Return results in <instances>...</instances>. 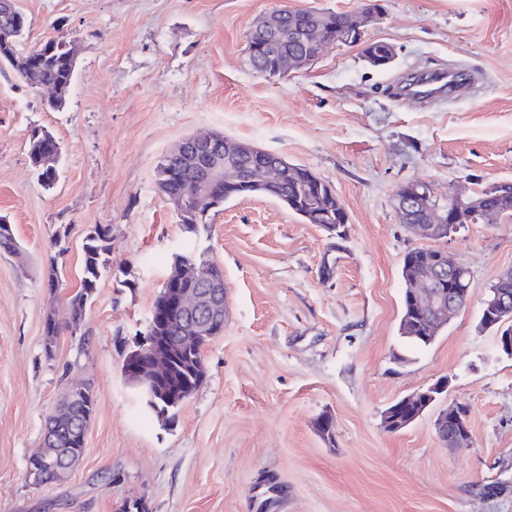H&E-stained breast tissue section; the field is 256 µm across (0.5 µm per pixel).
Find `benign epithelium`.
<instances>
[{"mask_svg": "<svg viewBox=\"0 0 512 512\" xmlns=\"http://www.w3.org/2000/svg\"><path fill=\"white\" fill-rule=\"evenodd\" d=\"M296 11L283 8L272 13V20L263 22V26L272 31L288 27V18ZM379 17L374 2L367 0L364 6L351 14L347 20V34L330 38L325 31L315 29L291 28L293 38L303 47L299 54L280 57L282 72L301 69L315 61L324 48L332 43L356 44L362 29ZM188 152L193 156V164L201 171L185 179L181 197L172 199L176 210H181L188 200L201 201L207 197L213 185L224 183L237 186L245 191L250 187L263 185L278 174V170L264 164L262 157L254 149H245L240 169L232 174L224 172V142L220 137L206 133L193 135L178 142L170 153L180 157ZM472 188H463L448 196L450 206L444 210L431 201L436 198L430 184L422 181H410L404 184V190L397 196V211L401 223L422 239L441 240L450 234L451 228L459 223V212L465 208L475 209ZM470 271L467 267L452 261L445 250L437 248L434 257L412 267L408 277V296L411 301L412 316H428L430 326L442 328L447 320L465 308L470 299ZM179 280L187 281L191 287L175 290L173 305L184 320L185 335L178 337V344L185 350L197 347L202 339H210L224 331L225 299L227 284L224 278L209 269L186 267ZM481 327L495 328L500 350L512 357V289L494 288L481 306ZM143 356L149 362L150 375L160 379L170 367L172 353L169 345L153 337L143 344ZM425 390L404 397L397 404L387 408L383 415L385 426L397 431L408 426L413 418L399 415L406 403H420ZM54 424L46 430L45 437L52 435L64 426L75 423L73 410L54 408L50 414ZM462 411L456 407L441 410L435 420V430L440 441L450 447L459 448L470 443L471 435L467 427L461 424ZM38 472L52 478H63L70 472V463L60 456L44 455L37 459Z\"/></svg>", "mask_w": 512, "mask_h": 512, "instance_id": "obj_1", "label": "benign epithelium"}]
</instances>
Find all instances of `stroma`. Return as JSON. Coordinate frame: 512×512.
Wrapping results in <instances>:
<instances>
[{
	"instance_id": "obj_1",
	"label": "stroma",
	"mask_w": 512,
	"mask_h": 512,
	"mask_svg": "<svg viewBox=\"0 0 512 512\" xmlns=\"http://www.w3.org/2000/svg\"><path fill=\"white\" fill-rule=\"evenodd\" d=\"M360 44L327 46L283 77L248 63L253 21L284 6L353 12L360 0H18L24 45L78 41L63 111L0 67V216L23 260L0 255V512H512V358L480 325L481 302L512 269V223L469 224L441 246L471 272L470 303L431 345L400 334L405 253L398 187L438 197L512 180V0H380ZM383 41L384 68L364 58ZM464 70L451 95L408 94L400 79ZM62 145L50 189L28 157L34 128ZM221 131L301 164L343 204L344 239L265 197L231 200L201 235L185 232L155 186L180 139ZM70 227L69 249L50 239ZM112 227L110 268L78 330L44 350L48 314L67 318L82 245ZM208 249L228 285L224 331L206 377L175 420L157 417L122 372L172 256ZM329 277H322L324 265ZM60 286L47 287L49 271ZM447 389L396 433L394 401ZM92 384L85 452L62 482L27 476L50 410ZM465 408L471 443L442 445V408ZM331 417V436L317 424Z\"/></svg>"
}]
</instances>
